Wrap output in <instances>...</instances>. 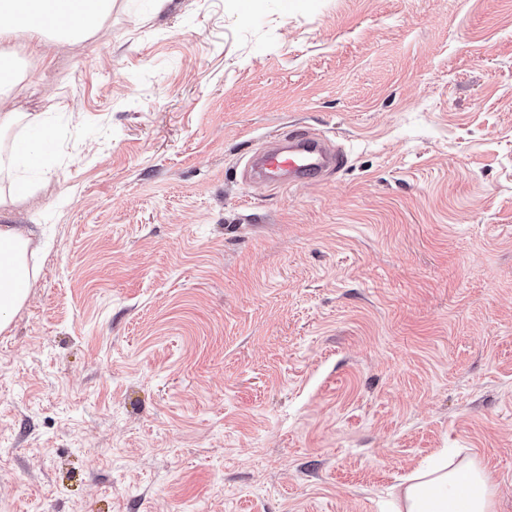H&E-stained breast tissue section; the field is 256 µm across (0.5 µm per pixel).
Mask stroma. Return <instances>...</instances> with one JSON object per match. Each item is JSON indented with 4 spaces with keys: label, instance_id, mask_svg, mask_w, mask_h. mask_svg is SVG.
I'll return each instance as SVG.
<instances>
[{
    "label": "stroma",
    "instance_id": "1",
    "mask_svg": "<svg viewBox=\"0 0 512 512\" xmlns=\"http://www.w3.org/2000/svg\"><path fill=\"white\" fill-rule=\"evenodd\" d=\"M14 111L49 176L0 333V512H390L442 448L512 512V0H115ZM346 165L269 187V134Z\"/></svg>",
    "mask_w": 512,
    "mask_h": 512
}]
</instances>
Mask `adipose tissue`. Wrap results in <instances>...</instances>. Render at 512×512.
Listing matches in <instances>:
<instances>
[{
    "label": "adipose tissue",
    "instance_id": "1",
    "mask_svg": "<svg viewBox=\"0 0 512 512\" xmlns=\"http://www.w3.org/2000/svg\"><path fill=\"white\" fill-rule=\"evenodd\" d=\"M112 14V0H0V40L16 32L38 37L41 44L65 46L96 36ZM37 145L0 155V169L13 172L9 190H0V210L27 194V169L51 168ZM31 234L11 224L0 226V331L6 329L28 299L34 275L28 263ZM497 484L472 457L459 458L440 449L390 491L392 512H495Z\"/></svg>",
    "mask_w": 512,
    "mask_h": 512
}]
</instances>
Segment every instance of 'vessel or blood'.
I'll return each mask as SVG.
<instances>
[{"mask_svg":"<svg viewBox=\"0 0 512 512\" xmlns=\"http://www.w3.org/2000/svg\"><path fill=\"white\" fill-rule=\"evenodd\" d=\"M345 160L344 152L329 138L298 130L256 151L249 157L247 166L252 174L275 186L285 181L316 182L326 172L341 169Z\"/></svg>","mask_w":512,"mask_h":512,"instance_id":"vessel-or-blood-1","label":"vessel or blood"}]
</instances>
